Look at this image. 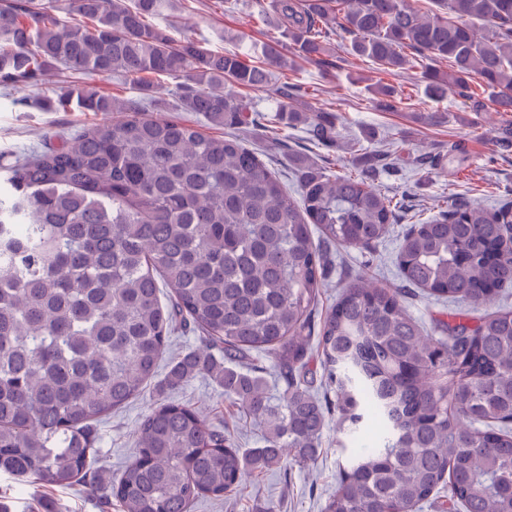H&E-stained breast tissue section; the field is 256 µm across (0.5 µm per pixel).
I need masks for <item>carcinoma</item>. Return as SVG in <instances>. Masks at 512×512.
Returning <instances> with one entry per match:
<instances>
[{"label":"carcinoma","mask_w":512,"mask_h":512,"mask_svg":"<svg viewBox=\"0 0 512 512\" xmlns=\"http://www.w3.org/2000/svg\"><path fill=\"white\" fill-rule=\"evenodd\" d=\"M284 27L295 56L321 64L334 41L396 73L425 67V94H453L477 111L483 95L512 112V0H258ZM175 0H0V86L38 84L55 67L92 78L179 75L184 109L215 127L260 122L230 90L259 89L291 65L279 44L260 64L212 52L175 23L148 19ZM77 22H59L60 10ZM488 36L474 38L470 24ZM267 122L301 124L323 145L340 132L329 112L288 87ZM375 94L398 109L394 89ZM56 110L117 113L4 168L0 187V470L27 482L109 484L121 512H190L222 501L283 452L315 461L336 408L347 452L323 512H417L448 488L441 512H512V310L468 312L512 286V201L488 210L445 203L405 234L398 266L409 283L452 306L434 336L396 289L355 279L311 334L330 265L326 245L368 249L396 205L373 186L386 154L355 174L302 168L299 198L259 153L206 135L176 116L147 115L87 84ZM322 234L313 241L310 226ZM200 346L172 361L165 387L208 377L263 430L244 450L188 403L163 399L142 415L136 454L119 477L91 472L98 423L138 397L157 373L176 326ZM320 355L336 402L305 381ZM271 356L284 382L269 393ZM377 427L373 447L360 436Z\"/></svg>","instance_id":"cac0c4a2"}]
</instances>
